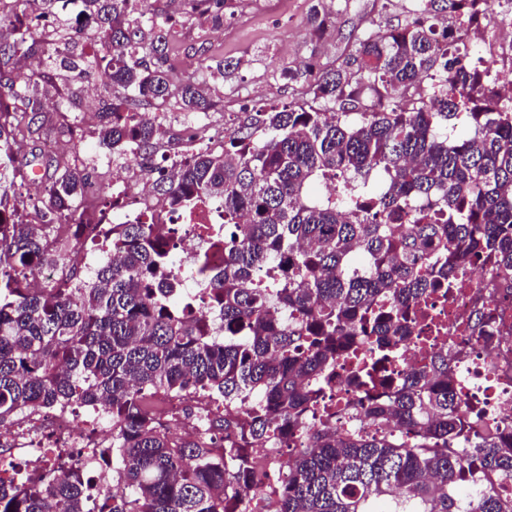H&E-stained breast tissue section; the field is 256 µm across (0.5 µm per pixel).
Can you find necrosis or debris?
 I'll use <instances>...</instances> for the list:
<instances>
[{"label": "necrosis or debris", "mask_w": 512, "mask_h": 512, "mask_svg": "<svg viewBox=\"0 0 512 512\" xmlns=\"http://www.w3.org/2000/svg\"><path fill=\"white\" fill-rule=\"evenodd\" d=\"M135 173L130 183L112 191V211L122 219L157 210L159 202ZM159 232L182 259L172 273L195 299L210 289L208 272L224 265L223 218L213 202L197 204L161 223ZM448 354L459 376L457 394L465 412H480L484 423L512 433V291L503 288L492 260H472L448 287L432 292L415 308L413 321L387 366L398 384L406 372L434 353ZM363 389L349 380L345 362L336 365V384L327 392L336 407V424L359 425L353 404ZM96 429H87L77 412L28 414L0 430V465L23 458L29 472L60 478L96 468L109 445L103 432L108 419L95 413Z\"/></svg>", "instance_id": "4bbe7bcc"}]
</instances>
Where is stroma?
Wrapping results in <instances>:
<instances>
[{
    "label": "stroma",
    "instance_id": "obj_1",
    "mask_svg": "<svg viewBox=\"0 0 512 512\" xmlns=\"http://www.w3.org/2000/svg\"><path fill=\"white\" fill-rule=\"evenodd\" d=\"M334 18V25L322 37L314 35L306 25V15L315 0H220L223 15L221 27H213L207 16L191 11L187 0H157L155 7L167 16V39L171 47V72L174 82L205 79L209 96L216 101L208 114H191L178 110L175 103L154 105L146 114L158 117L174 139L173 146L158 148L140 161L142 170L163 165L174 151L183 150L184 130L204 128L222 143L226 132L248 123L256 107L254 98L265 105L298 102L300 86L288 81L290 70L306 66L324 69L339 65L353 38L375 24L397 26L411 17V0H322ZM74 56L84 61L79 79H71L69 71L41 60V72L33 83L38 88L41 110L39 119L57 120L59 109L65 108L74 121L73 131L59 132L42 128L37 132L13 133L19 146L17 165L50 155L48 143L58 145L55 155L61 161L71 160L67 147L79 142V167L89 176L94 187L111 185L116 177L112 169L116 158L99 144L95 114L102 100L111 98L112 83L95 63L107 52V45L97 28H90L80 41L74 42ZM241 61L233 80L227 81L211 67L220 61ZM53 78H44V71ZM39 190H31L28 181L16 182L10 195L22 219L31 224L43 221L48 181L43 167H36Z\"/></svg>",
    "mask_w": 512,
    "mask_h": 512
}]
</instances>
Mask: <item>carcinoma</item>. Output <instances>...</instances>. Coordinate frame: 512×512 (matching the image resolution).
<instances>
[{"instance_id":"obj_1","label":"carcinoma","mask_w":512,"mask_h":512,"mask_svg":"<svg viewBox=\"0 0 512 512\" xmlns=\"http://www.w3.org/2000/svg\"><path fill=\"white\" fill-rule=\"evenodd\" d=\"M81 3L109 45L100 145L145 157L166 131L134 121L139 109L169 98L184 112L216 107L200 84L172 81L166 21L149 0ZM500 11L512 0H416L412 22L377 25L339 66L288 71L308 77L312 103L262 106L221 150L201 145L158 170L168 212L211 197L224 205V267L208 296L216 323L184 318L176 255L155 235L162 214L101 227L84 178L56 159L43 163L49 224L7 208L0 184V429L67 406L112 418V479L21 478L0 490V512H512L500 490L512 482V434L463 413L446 356L360 403L389 431L320 422L336 363L376 384L409 307L471 258L494 259L512 289V93L488 87L461 53ZM329 23L313 5L308 26ZM17 33L0 54L44 53L78 71L58 33ZM9 97L36 111L29 81L0 82V133ZM63 226L100 245L90 283L57 249ZM44 266L64 274L29 288ZM190 391L213 408L186 413L197 431L176 438L175 417L153 398ZM293 435L305 447L273 496L251 494L270 479L254 449Z\"/></svg>"}]
</instances>
